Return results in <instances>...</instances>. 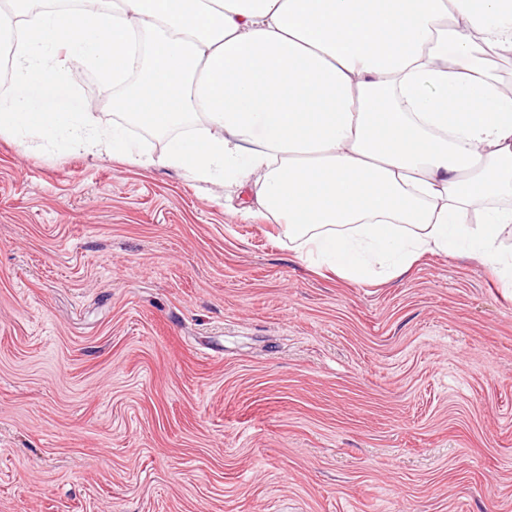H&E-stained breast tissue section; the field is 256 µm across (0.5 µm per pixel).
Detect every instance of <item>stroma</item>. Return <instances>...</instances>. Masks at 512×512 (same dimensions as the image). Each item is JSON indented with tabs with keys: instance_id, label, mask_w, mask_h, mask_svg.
Wrapping results in <instances>:
<instances>
[{
	"instance_id": "1",
	"label": "stroma",
	"mask_w": 512,
	"mask_h": 512,
	"mask_svg": "<svg viewBox=\"0 0 512 512\" xmlns=\"http://www.w3.org/2000/svg\"><path fill=\"white\" fill-rule=\"evenodd\" d=\"M67 96L112 126L71 62ZM0 132V512H512V293L351 283L223 182Z\"/></svg>"
}]
</instances>
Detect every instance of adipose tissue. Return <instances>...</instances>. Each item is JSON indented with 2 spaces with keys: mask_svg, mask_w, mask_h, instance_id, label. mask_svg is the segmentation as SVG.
Instances as JSON below:
<instances>
[{
  "mask_svg": "<svg viewBox=\"0 0 512 512\" xmlns=\"http://www.w3.org/2000/svg\"><path fill=\"white\" fill-rule=\"evenodd\" d=\"M18 83L0 132L153 157L127 126L168 134L163 164L245 191L310 264L389 281L427 253L464 255L512 287V0H9ZM113 89L97 131L61 96L70 62ZM202 121L195 134L185 133Z\"/></svg>",
  "mask_w": 512,
  "mask_h": 512,
  "instance_id": "1",
  "label": "adipose tissue"
}]
</instances>
